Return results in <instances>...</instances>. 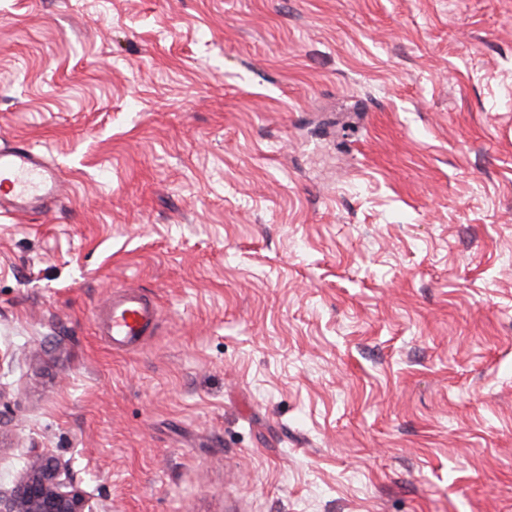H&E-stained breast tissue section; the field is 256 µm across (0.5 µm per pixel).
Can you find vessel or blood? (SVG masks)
<instances>
[{
    "instance_id": "1",
    "label": "vessel or blood",
    "mask_w": 512,
    "mask_h": 512,
    "mask_svg": "<svg viewBox=\"0 0 512 512\" xmlns=\"http://www.w3.org/2000/svg\"><path fill=\"white\" fill-rule=\"evenodd\" d=\"M68 190L61 168L37 146L14 142L0 146V213L46 214L58 207ZM159 316L157 303L138 289L122 287L98 327L116 352L140 346Z\"/></svg>"
}]
</instances>
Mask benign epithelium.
<instances>
[{"label":"benign epithelium","instance_id":"obj_1","mask_svg":"<svg viewBox=\"0 0 512 512\" xmlns=\"http://www.w3.org/2000/svg\"><path fill=\"white\" fill-rule=\"evenodd\" d=\"M32 463L10 490L0 489V512H110L70 477L66 464L30 449Z\"/></svg>","mask_w":512,"mask_h":512}]
</instances>
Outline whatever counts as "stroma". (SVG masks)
Wrapping results in <instances>:
<instances>
[{"mask_svg": "<svg viewBox=\"0 0 512 512\" xmlns=\"http://www.w3.org/2000/svg\"><path fill=\"white\" fill-rule=\"evenodd\" d=\"M16 139L69 192L0 214V487L512 512V0H0ZM159 316L157 303L137 288L122 287L112 291L106 313L100 318L99 335L116 352L140 346L152 335Z\"/></svg>", "mask_w": 512, "mask_h": 512, "instance_id": "stroma-1", "label": "stroma"}]
</instances>
